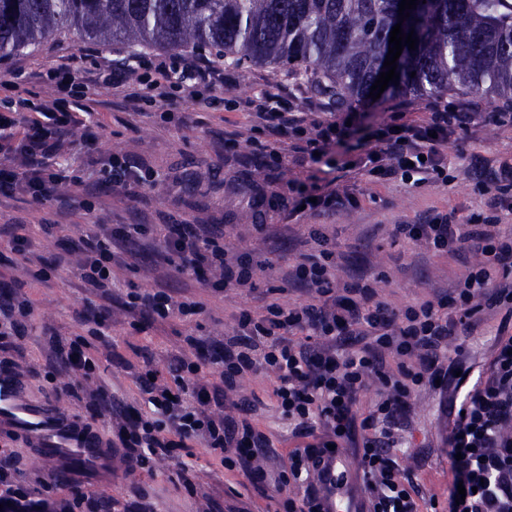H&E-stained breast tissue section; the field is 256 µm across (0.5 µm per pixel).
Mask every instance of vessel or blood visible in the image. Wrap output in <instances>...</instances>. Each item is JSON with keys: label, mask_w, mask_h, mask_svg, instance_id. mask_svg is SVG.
<instances>
[{"label": "vessel or blood", "mask_w": 512, "mask_h": 512, "mask_svg": "<svg viewBox=\"0 0 512 512\" xmlns=\"http://www.w3.org/2000/svg\"><path fill=\"white\" fill-rule=\"evenodd\" d=\"M1 432L20 435L31 462L52 461L67 477L90 475L108 486L120 470L118 457L94 427L33 395L27 382L7 368L0 369ZM353 467L345 449L322 456L317 468L322 512H365L350 479Z\"/></svg>", "instance_id": "b4317fda"}]
</instances>
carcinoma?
<instances>
[{
  "label": "carcinoma",
  "mask_w": 512,
  "mask_h": 512,
  "mask_svg": "<svg viewBox=\"0 0 512 512\" xmlns=\"http://www.w3.org/2000/svg\"><path fill=\"white\" fill-rule=\"evenodd\" d=\"M397 0H0V57L64 30L82 41L208 49L220 63L297 67L340 104L369 100ZM386 95L453 87L512 98V0H426ZM416 75H411V72Z\"/></svg>",
  "instance_id": "cac0c4a2"
}]
</instances>
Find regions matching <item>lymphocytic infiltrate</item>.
Segmentation results:
<instances>
[{
	"label": "lymphocytic infiltrate",
	"instance_id": "f902f5d3",
	"mask_svg": "<svg viewBox=\"0 0 512 512\" xmlns=\"http://www.w3.org/2000/svg\"><path fill=\"white\" fill-rule=\"evenodd\" d=\"M84 55L70 56L44 75L70 102L65 111L44 109L21 97L17 82L0 83L7 102L24 108L21 118L0 114V153L10 159L0 168V190L25 186L43 193L62 176L47 171L45 161L64 148L65 133L94 115L86 89L94 77ZM150 86L151 102L168 101L174 88L213 90L224 83V70L203 55L184 56L176 64L157 60ZM323 113L307 119L304 110L280 95L262 92L247 107L259 126L287 134L290 148L272 147L277 160L287 151L326 154L348 144L357 134L376 147L346 162L351 175L421 185L448 177V144L469 131L478 117L471 102H429L413 111L394 104L389 120L373 125L365 113L336 111L331 90L312 84ZM495 193L477 221L458 223L455 213H431L412 224L394 225V237L424 241L434 254L466 261L481 256L469 274L438 302L417 301L402 308L377 299L363 278H337L334 253L324 225L307 227V252L288 263L287 277L306 293L303 303L289 306L271 298L261 312L241 310L239 330L225 337L211 361H203V345L188 338L186 350L167 361L163 383L147 390V407L123 409L120 401L105 411L123 410L125 424L116 434L130 465L148 468L154 457L175 448L203 446L223 465L254 482L267 481L285 492L288 484L307 482L302 497L288 496L284 512H320L318 493L308 478L328 447L351 449L361 461L362 492L368 512H422L424 489L412 474L401 471L392 450L409 415L411 401L426 388H437L444 405V442L453 461L449 471L446 512H512V332L498 330L487 357L474 372L471 386L453 380L448 346L458 333L473 334L474 317L483 310L503 309L512 317V161H501L486 177ZM152 231L148 224L123 229L92 225L78 244L85 259L82 282L88 306L110 297L112 264L118 253L134 254ZM227 234L215 224H175L166 249L183 261V269L199 286L207 271L221 270L225 287L253 289L249 257L232 254ZM0 274V341L24 335L33 312L27 299L16 297ZM149 306L160 318L201 311V303L175 300L167 290L129 296L131 312ZM208 370V379L187 389L185 373ZM275 371L272 407L288 423V449L276 444L271 430L256 429L249 417L254 402L238 404V415H214L211 405L237 380L260 370ZM382 383L378 400L366 416L357 403L369 376ZM466 497H459V489ZM100 496H61L22 483L11 464L0 462V512H101Z\"/></svg>",
	"mask_w": 512,
	"mask_h": 512
}]
</instances>
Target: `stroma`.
Here are the masks:
<instances>
[{
    "label": "stroma",
    "instance_id": "1",
    "mask_svg": "<svg viewBox=\"0 0 512 512\" xmlns=\"http://www.w3.org/2000/svg\"><path fill=\"white\" fill-rule=\"evenodd\" d=\"M76 36L64 31L38 46L0 60V82L14 80L17 72L37 74L81 50ZM223 87L212 91L213 106L197 105L176 95L163 106L128 103L105 83L92 85L97 122L73 128L65 149L50 159L51 168L65 179L51 196L28 190L0 193V225H32L30 242L23 247L0 240V272L12 288L30 300L33 314L25 335L0 346V367L10 365L29 378L44 398L58 403L80 419L111 436L118 420L99 414L91 394L117 398L140 406L143 395L138 379L170 354L179 352L184 339L194 336L207 345L223 344L236 330L239 309H259L269 289L282 301L295 303L302 293L289 283V258L303 252L305 225L326 224L335 239L340 276L364 269L365 278L381 300L402 305L414 299L431 300L451 288L465 272L457 262L432 255L424 246L392 239L391 227L411 223L430 210L456 211L458 221L480 214L484 197L476 179L478 166H497L512 157V129L488 120L502 109L499 97L480 96L484 111L474 133L459 136L448 149L447 183L412 187L397 180L345 177L344 149H336L320 162L272 164L266 146L269 135L254 128L243 106L267 87L289 90L301 77L271 65H225ZM126 158L138 182L119 183L112 175L113 158ZM321 179L327 189L357 199V206H341L321 214L289 215L283 204L292 188ZM45 224H60L63 234L47 235ZM109 224H229L230 244L258 263L253 292L219 290V274H211V287L191 286L180 270L179 259H167L163 237L154 234L137 258L115 264L114 288L105 303L107 319L92 329L78 317L84 308L81 288L83 256L73 242L90 225ZM265 232H257V225ZM70 245L67 260L54 258ZM167 284L173 293L188 292L203 305L201 313L177 319H153L143 314L133 321L127 307L131 292H153ZM89 341L99 360L98 371L83 379L48 349L50 337ZM442 409L437 394L426 391L415 398L405 432L406 447L397 450L400 467L412 471L438 498L448 493V454L441 446ZM0 454L13 457L20 479L32 487L55 492L71 491L49 464H32L19 440L0 435ZM191 469L190 482L179 477L182 465ZM83 491L109 494L118 507L133 502L152 505L155 512H282L280 494L251 484L240 472L225 468L205 448L153 461L151 468L132 469L106 489L82 481Z\"/></svg>",
    "mask_w": 512,
    "mask_h": 512
}]
</instances>
